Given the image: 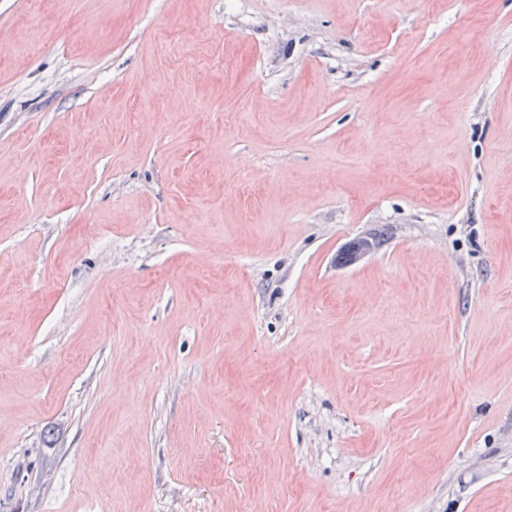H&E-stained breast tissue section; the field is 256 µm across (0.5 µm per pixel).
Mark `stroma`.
Returning <instances> with one entry per match:
<instances>
[{"mask_svg":"<svg viewBox=\"0 0 512 512\" xmlns=\"http://www.w3.org/2000/svg\"><path fill=\"white\" fill-rule=\"evenodd\" d=\"M0 512H512V0H0Z\"/></svg>","mask_w":512,"mask_h":512,"instance_id":"obj_1","label":"stroma"}]
</instances>
